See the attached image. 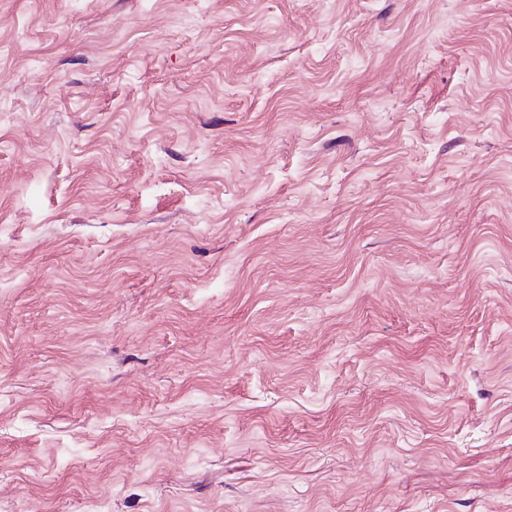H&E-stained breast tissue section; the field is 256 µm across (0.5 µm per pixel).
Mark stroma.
I'll use <instances>...</instances> for the list:
<instances>
[{"instance_id":"1","label":"stroma","mask_w":512,"mask_h":512,"mask_svg":"<svg viewBox=\"0 0 512 512\" xmlns=\"http://www.w3.org/2000/svg\"><path fill=\"white\" fill-rule=\"evenodd\" d=\"M0 512H512V0H0Z\"/></svg>"}]
</instances>
